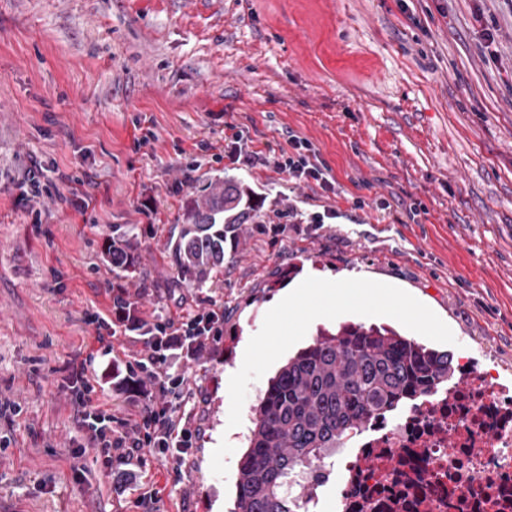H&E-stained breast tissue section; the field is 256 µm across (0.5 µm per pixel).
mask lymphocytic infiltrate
I'll use <instances>...</instances> for the list:
<instances>
[{
	"label": "lymphocytic infiltrate",
	"instance_id": "obj_1",
	"mask_svg": "<svg viewBox=\"0 0 512 512\" xmlns=\"http://www.w3.org/2000/svg\"><path fill=\"white\" fill-rule=\"evenodd\" d=\"M224 159L231 165H273L295 183L315 182L323 191L335 189L328 167L307 139L290 136L282 150L260 152L250 149L242 130L224 138ZM147 355L125 365L117 387L134 385L133 402L140 409L134 422L115 421L110 409L94 402L97 391L84 369H76L69 390L80 431L78 448L94 449L106 466L143 464L145 456L158 460L184 461L198 432L192 414L182 411L186 379L172 372L171 364L198 357L224 334V312L220 309L194 311L181 319L158 318L144 330Z\"/></svg>",
	"mask_w": 512,
	"mask_h": 512
}]
</instances>
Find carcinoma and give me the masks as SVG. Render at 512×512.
I'll list each match as a JSON object with an SVG mask.
<instances>
[{
  "instance_id": "obj_1",
  "label": "carcinoma",
  "mask_w": 512,
  "mask_h": 512,
  "mask_svg": "<svg viewBox=\"0 0 512 512\" xmlns=\"http://www.w3.org/2000/svg\"><path fill=\"white\" fill-rule=\"evenodd\" d=\"M183 224L167 243L171 267L189 288H201L224 271L226 248H235L241 225L257 218L252 191L220 175L191 192ZM138 243L112 227L104 261L115 278L137 272ZM452 355L377 324L341 323L318 331L269 379L252 408L246 447L237 462L230 512H295L316 489L300 470L326 462L346 438L377 415L448 385Z\"/></svg>"
}]
</instances>
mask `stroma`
<instances>
[{
  "mask_svg": "<svg viewBox=\"0 0 512 512\" xmlns=\"http://www.w3.org/2000/svg\"><path fill=\"white\" fill-rule=\"evenodd\" d=\"M228 123L261 151L307 139L335 192L224 166L213 150ZM215 174L248 184L261 218L339 216L276 237L243 225L215 284L180 287L166 244ZM116 224L138 236L123 285L144 319L224 310L223 339L179 367L201 428L188 464L147 459L121 493L94 449L73 456L65 387L72 362L94 375L144 351L85 322L112 316L102 250ZM313 272L393 282L432 317L353 294L333 323L390 325L512 389V0H0V512H222L241 450L216 434L256 404L279 336L304 346L316 325L288 312L235 392L224 375L281 288ZM150 486L159 500L140 503Z\"/></svg>",
  "mask_w": 512,
  "mask_h": 512,
  "instance_id": "stroma-1",
  "label": "stroma"
}]
</instances>
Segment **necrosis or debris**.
<instances>
[{
    "label": "necrosis or debris",
    "mask_w": 512,
    "mask_h": 512,
    "mask_svg": "<svg viewBox=\"0 0 512 512\" xmlns=\"http://www.w3.org/2000/svg\"><path fill=\"white\" fill-rule=\"evenodd\" d=\"M336 458L338 512H512V390L458 367L398 419L369 420Z\"/></svg>",
    "instance_id": "necrosis-or-debris-1"
}]
</instances>
